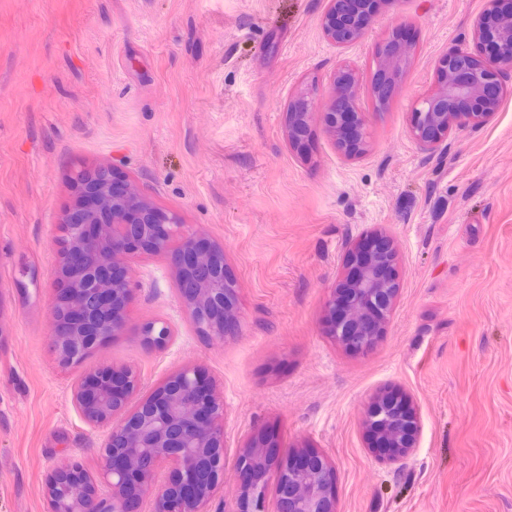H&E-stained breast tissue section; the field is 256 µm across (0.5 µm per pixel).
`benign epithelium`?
I'll use <instances>...</instances> for the list:
<instances>
[{"mask_svg": "<svg viewBox=\"0 0 512 512\" xmlns=\"http://www.w3.org/2000/svg\"><path fill=\"white\" fill-rule=\"evenodd\" d=\"M344 0H328L321 28L337 46L360 41L370 19L342 14ZM499 0H487L473 28L475 51L455 49L438 59L439 86L414 108L413 138L424 148L436 146L456 126L479 124L500 104L504 87L499 69L512 66V13H501ZM408 48L387 43L380 53L374 92L394 94L395 76ZM356 80L344 69L333 78L322 118L344 154L357 155L365 127L356 107ZM312 99L303 94L287 109L290 138L307 128ZM75 199L61 229L59 272L65 281L53 302L52 346L60 363L81 364L97 347L124 332L134 291L128 261L135 254L162 255L176 271L175 287L199 331L222 338L235 326V289L224 266V249L184 230L180 217L141 193L138 185L117 179L109 164L80 168L73 176ZM179 237L172 245L173 237ZM360 238L350 248L346 266H358L343 288L334 289L329 316L332 333L345 347L362 351L381 333L399 288L396 253L386 233ZM145 344L161 346L173 336L162 320L144 323L138 331ZM139 389V376L127 367L109 366L83 373L74 384L73 400L85 420L108 430L98 470L78 462L54 469L46 479V512H202L224 480L221 421L223 400L198 365L171 375L146 400L128 409ZM394 392L375 395L365 415L370 451L397 461L416 448L419 418L409 400ZM272 447L265 436L248 441L241 469L249 475L241 485L238 512H266L264 471L276 465L284 478L275 490V512H337L336 471L330 459L315 450H292L278 459L263 452ZM174 463L173 479L156 482V466Z\"/></svg>", "mask_w": 512, "mask_h": 512, "instance_id": "7a95c632", "label": "benign epithelium"}]
</instances>
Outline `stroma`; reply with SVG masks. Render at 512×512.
Segmentation results:
<instances>
[{"instance_id": "35a3bbf8", "label": "stroma", "mask_w": 512, "mask_h": 512, "mask_svg": "<svg viewBox=\"0 0 512 512\" xmlns=\"http://www.w3.org/2000/svg\"><path fill=\"white\" fill-rule=\"evenodd\" d=\"M485 0H384L339 47L327 0H0V512H46L45 478L98 468L104 429L76 409L81 372L127 366L146 398L197 364L224 397V484L204 512H238V458L257 434L324 453L337 512H512V67L497 110L435 150L412 137L436 62L472 46ZM410 50L377 110L378 54ZM353 70L368 137L347 158L322 121L332 78ZM315 89L305 137L288 103ZM108 162L186 228L224 249L238 323L203 336L169 262L131 258L130 329L77 367L52 350L51 304L72 177ZM384 232L398 297L382 336L351 352L327 305L347 251ZM174 331L148 347L135 326ZM406 394L419 416L397 462L368 449L373 395Z\"/></svg>"}]
</instances>
